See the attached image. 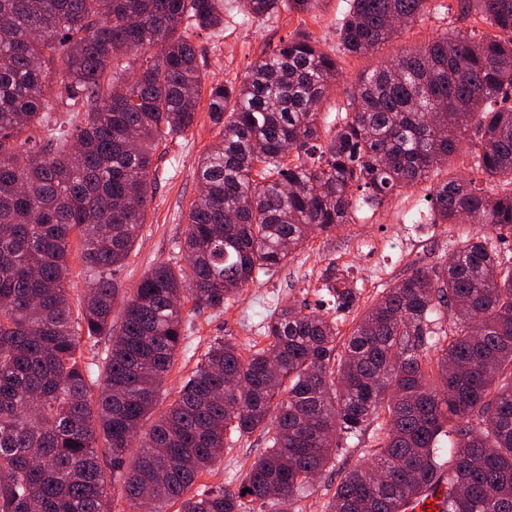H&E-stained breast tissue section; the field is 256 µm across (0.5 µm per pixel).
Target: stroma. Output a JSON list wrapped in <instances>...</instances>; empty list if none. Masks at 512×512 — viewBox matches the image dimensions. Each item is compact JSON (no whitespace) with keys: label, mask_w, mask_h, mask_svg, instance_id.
Returning <instances> with one entry per match:
<instances>
[{"label":"stroma","mask_w":512,"mask_h":512,"mask_svg":"<svg viewBox=\"0 0 512 512\" xmlns=\"http://www.w3.org/2000/svg\"><path fill=\"white\" fill-rule=\"evenodd\" d=\"M442 10L431 13L418 25L378 52L348 56L339 51L337 29L347 9L346 0H319L309 13L280 10L257 20L246 16L239 0H224V27L221 32H201L194 42L204 62L206 80L240 83L250 67L292 36L307 33L323 51L335 55L342 70L331 85L319 111L320 127L335 124L346 93L356 79L384 64L399 52L415 49L449 31L482 37L488 26L464 17L459 0H441ZM218 138L206 113H199L188 132L159 143L153 158L155 192L146 211L137 243L120 280L133 290L142 274L159 261H178L185 237L186 213L200 194L197 161ZM425 192L419 188L393 193L382 206L362 209L353 221L326 235H316L296 250L295 258L274 275H259L243 294L223 311L191 315L186 339L177 354L172 372L165 378L160 407L172 403L207 346L214 339L229 336L241 350L265 345L261 327L275 307L287 304L315 306L320 298L322 275L329 264L348 271L353 286L360 291V306L373 303L386 285L407 277L418 266L444 260L453 249L459 232L455 224H433L426 217ZM264 446L259 436L243 437L224 456L202 483L236 487ZM373 459L369 438L349 440L348 445L318 476L311 493L292 506V512H323L343 471Z\"/></svg>","instance_id":"35a3bbf8"}]
</instances>
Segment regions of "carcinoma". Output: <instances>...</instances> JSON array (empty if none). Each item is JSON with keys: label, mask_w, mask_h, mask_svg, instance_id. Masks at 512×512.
<instances>
[{"label": "carcinoma", "mask_w": 512, "mask_h": 512, "mask_svg": "<svg viewBox=\"0 0 512 512\" xmlns=\"http://www.w3.org/2000/svg\"><path fill=\"white\" fill-rule=\"evenodd\" d=\"M317 3L243 7L260 19ZM460 6L493 33H445L362 75L332 134L318 112L341 68L307 35L281 41L240 84L210 85L220 141L198 161L188 265L158 262L129 293L120 273L153 197L154 152L197 120L193 37L224 24V0H0V512H141L145 496L154 512H281L369 430L373 463L347 470L324 512H404L441 486V512H512V254L497 247L512 237V0ZM436 9L348 0L340 43L375 52L396 20ZM124 56L140 64L116 68ZM464 142L474 177L434 182ZM424 184L433 223L469 226L450 260L384 289L345 338L339 313L360 292L330 265L334 313L277 308L268 344L247 355L215 339L155 415L185 339L184 300L220 311L310 237ZM74 239L89 283L76 304ZM229 432H257L265 448L236 489L197 485Z\"/></svg>", "instance_id": "1"}]
</instances>
